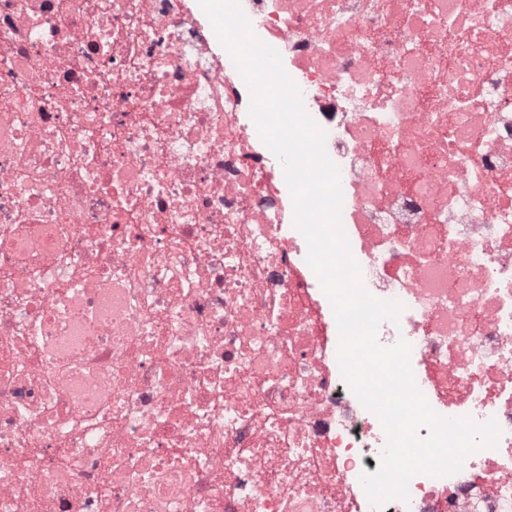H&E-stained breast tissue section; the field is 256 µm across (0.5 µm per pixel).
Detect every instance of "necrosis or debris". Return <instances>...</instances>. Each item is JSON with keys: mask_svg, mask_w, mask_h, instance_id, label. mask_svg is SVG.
<instances>
[{"mask_svg": "<svg viewBox=\"0 0 512 512\" xmlns=\"http://www.w3.org/2000/svg\"><path fill=\"white\" fill-rule=\"evenodd\" d=\"M367 290L496 447L375 508L386 436L232 60L185 0H0V512H512V0H240Z\"/></svg>", "mask_w": 512, "mask_h": 512, "instance_id": "obj_1", "label": "necrosis or debris"}]
</instances>
